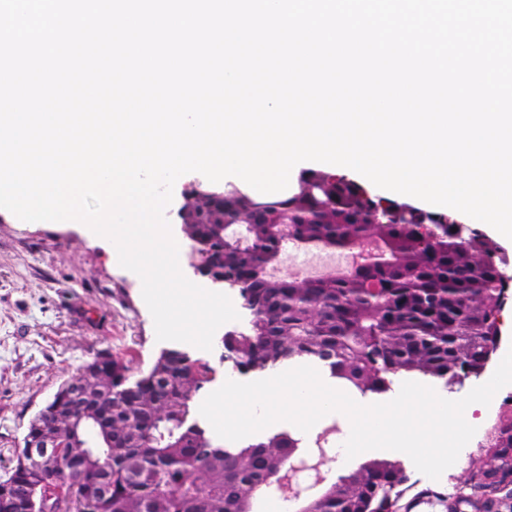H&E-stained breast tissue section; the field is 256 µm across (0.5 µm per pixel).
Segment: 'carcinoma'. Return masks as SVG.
Masks as SVG:
<instances>
[{
	"mask_svg": "<svg viewBox=\"0 0 512 512\" xmlns=\"http://www.w3.org/2000/svg\"><path fill=\"white\" fill-rule=\"evenodd\" d=\"M203 268L217 267L249 312L245 332L224 334L222 359L240 373L284 365L325 368L344 388L381 395L413 373L444 381L479 377L496 353L499 315L512 300L502 247L452 216L380 197L346 175L302 172L286 198L258 200L236 186L194 183L178 210ZM378 254L350 268L298 279L275 277L288 244ZM110 379L104 390L63 400L97 408L87 437L99 456L61 455L51 487L83 497L92 512H256V490L281 479L299 440L276 433L235 448L213 444L193 413L213 368L180 349H164L133 379L122 360L98 352L86 365ZM111 494L98 495L101 479ZM362 492L332 484L297 498L296 512L448 510V489L406 497L409 476L373 459L345 477Z\"/></svg>",
	"mask_w": 512,
	"mask_h": 512,
	"instance_id": "1",
	"label": "carcinoma"
}]
</instances>
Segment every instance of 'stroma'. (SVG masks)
<instances>
[{
  "label": "stroma",
  "instance_id": "stroma-1",
  "mask_svg": "<svg viewBox=\"0 0 512 512\" xmlns=\"http://www.w3.org/2000/svg\"><path fill=\"white\" fill-rule=\"evenodd\" d=\"M246 319L216 331L212 350L189 347L192 358L215 370L206 392L242 375L224 362L225 332L245 329ZM157 341L152 315L142 297V283L122 268L106 241L92 238L84 224H41L18 219L0 209V477L11 467L34 414L61 383L79 374L101 350L130 360L133 373L147 370L165 349ZM269 433L286 431L300 440L297 455L318 464L322 484H308L307 496L323 486L343 485L367 458L397 461L416 488H448L468 496L461 512H512V491L488 490L499 467L488 435L475 437L460 453L459 464L439 479L420 473L403 453L375 450L339 460L337 444L349 436L343 414L331 413L304 432L278 422Z\"/></svg>",
  "mask_w": 512,
  "mask_h": 512
}]
</instances>
